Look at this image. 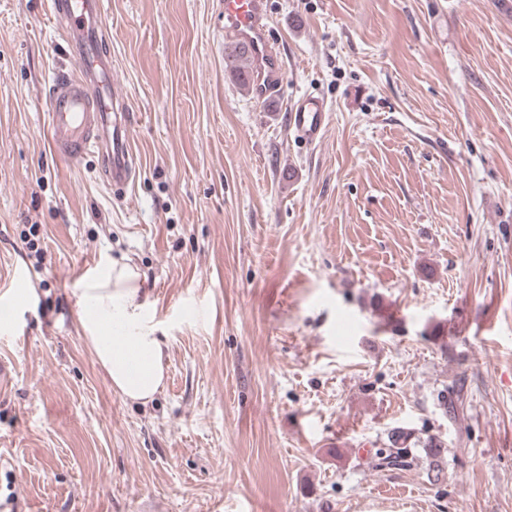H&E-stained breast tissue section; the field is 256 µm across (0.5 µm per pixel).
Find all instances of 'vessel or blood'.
I'll list each match as a JSON object with an SVG mask.
<instances>
[{"label": "vessel or blood", "mask_w": 512, "mask_h": 512, "mask_svg": "<svg viewBox=\"0 0 512 512\" xmlns=\"http://www.w3.org/2000/svg\"><path fill=\"white\" fill-rule=\"evenodd\" d=\"M54 23L63 25L76 70H57L48 118L54 151L71 166L98 158L115 197L128 193L136 176L131 131L136 122L128 97L112 79V54L104 45V0H49ZM224 30L246 45L258 101L279 96L285 71L269 42L267 0H223ZM289 130L305 144H319L327 128L323 99L302 95L287 109Z\"/></svg>", "instance_id": "1"}]
</instances>
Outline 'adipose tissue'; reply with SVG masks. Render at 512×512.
<instances>
[{
	"label": "adipose tissue",
	"instance_id": "1",
	"mask_svg": "<svg viewBox=\"0 0 512 512\" xmlns=\"http://www.w3.org/2000/svg\"><path fill=\"white\" fill-rule=\"evenodd\" d=\"M83 339L124 400L144 405L163 386L164 345L151 325L141 272L131 262H112L80 290Z\"/></svg>",
	"mask_w": 512,
	"mask_h": 512
}]
</instances>
